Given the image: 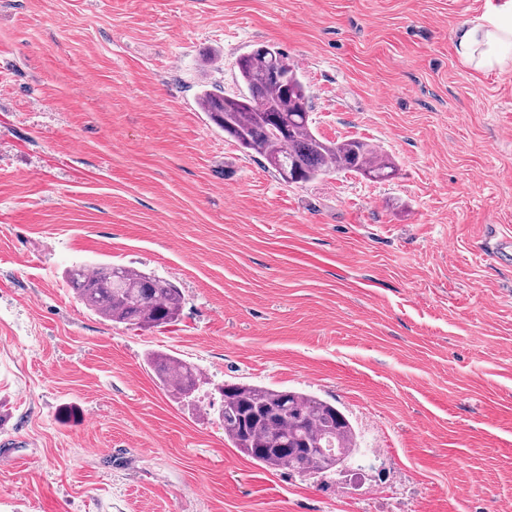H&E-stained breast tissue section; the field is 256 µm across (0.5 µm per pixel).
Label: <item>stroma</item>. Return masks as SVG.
Returning a JSON list of instances; mask_svg holds the SVG:
<instances>
[{"label":"stroma","instance_id":"obj_1","mask_svg":"<svg viewBox=\"0 0 512 512\" xmlns=\"http://www.w3.org/2000/svg\"><path fill=\"white\" fill-rule=\"evenodd\" d=\"M484 0H0V512H512V66L461 63ZM272 44L322 137L398 162L288 184L200 112ZM91 258L169 276L147 332L87 310ZM194 363L196 401L146 361ZM305 389L358 461L266 470L218 388Z\"/></svg>","mask_w":512,"mask_h":512}]
</instances>
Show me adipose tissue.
Returning <instances> with one entry per match:
<instances>
[{"label": "adipose tissue", "instance_id": "1", "mask_svg": "<svg viewBox=\"0 0 512 512\" xmlns=\"http://www.w3.org/2000/svg\"><path fill=\"white\" fill-rule=\"evenodd\" d=\"M457 57L482 72L512 64V0H486L482 16L460 23L454 34Z\"/></svg>", "mask_w": 512, "mask_h": 512}]
</instances>
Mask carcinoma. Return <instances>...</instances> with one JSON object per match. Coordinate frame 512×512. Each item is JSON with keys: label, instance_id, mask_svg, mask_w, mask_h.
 Returning a JSON list of instances; mask_svg holds the SVG:
<instances>
[{"label": "carcinoma", "instance_id": "carcinoma-1", "mask_svg": "<svg viewBox=\"0 0 512 512\" xmlns=\"http://www.w3.org/2000/svg\"><path fill=\"white\" fill-rule=\"evenodd\" d=\"M245 91L226 94L206 88L198 105L218 129L247 155L263 157L286 183H307L332 172L370 181L394 178L395 161L359 139L336 142L313 128L308 90L278 48L261 45L238 60ZM78 300L100 317L149 330L173 324L183 296L168 278L125 265L93 261L66 274ZM160 381L185 400L202 383L197 366L173 355H157ZM224 438L243 455L271 470L317 474L350 461L357 435L348 416L332 403L296 390L245 382L218 387Z\"/></svg>", "mask_w": 512, "mask_h": 512}]
</instances>
